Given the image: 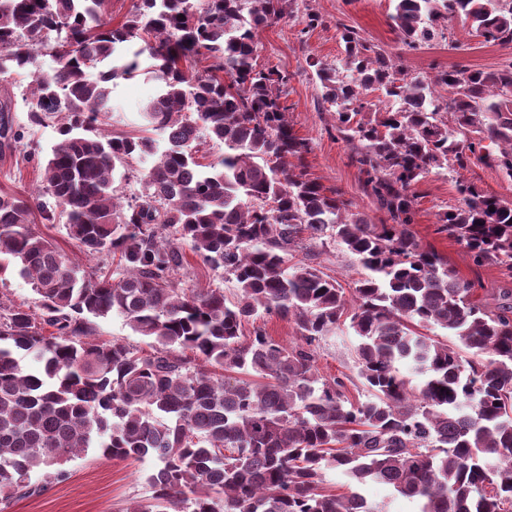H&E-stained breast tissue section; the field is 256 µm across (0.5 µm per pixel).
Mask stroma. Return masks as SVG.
<instances>
[{
	"label": "stroma",
	"mask_w": 512,
	"mask_h": 512,
	"mask_svg": "<svg viewBox=\"0 0 512 512\" xmlns=\"http://www.w3.org/2000/svg\"><path fill=\"white\" fill-rule=\"evenodd\" d=\"M305 8L320 14L325 23L308 36H301V13L284 17L260 29L258 62L287 74L288 116L296 134L307 140L308 171L324 187L340 188L354 210L365 213L375 224L386 215L364 191L365 176L352 161L350 145L336 137L335 120L322 99L320 83L310 60L337 64L343 56V45L336 30L337 21L354 26L369 43L399 61L408 75H434L436 71L456 64L494 69L512 61V48L485 44L470 36L465 26L453 22V38L459 49L439 43L417 51H404L390 15V0H304ZM54 57L38 55L26 71L0 75V99L11 98V114L16 125L25 131L24 139L12 151L0 152V190L23 196L34 195L40 186L38 158L48 151L56 139L54 128L30 125L23 96L34 75L52 72ZM158 90L156 79L140 72L136 77L115 80L112 85V110L106 119V130L136 133L140 130V109ZM465 181L505 201H512V177L473 161L466 169L451 172L432 170L418 185L417 215L412 232L424 245L433 247L447 260L462 279L474 282L475 296L494 304L512 295V276L501 267H475L464 249L437 233L439 213L457 206L460 196L456 181ZM188 266L182 285L186 288H220L226 299H235L237 288L223 271L211 269L199 257L187 255ZM357 338L348 327L324 336L317 349L316 366L320 374L333 378L352 374ZM68 480H47L35 473L33 482L43 485L41 494L13 500L6 512H126L135 502L148 503L152 491L146 480L156 467L153 459L141 461L106 460L97 449L90 448L67 464Z\"/></svg>",
	"instance_id": "stroma-1"
}]
</instances>
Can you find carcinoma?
Returning <instances> with one entry per match:
<instances>
[{"instance_id": "cac0c4a2", "label": "carcinoma", "mask_w": 512, "mask_h": 512, "mask_svg": "<svg viewBox=\"0 0 512 512\" xmlns=\"http://www.w3.org/2000/svg\"><path fill=\"white\" fill-rule=\"evenodd\" d=\"M107 2L0 0V75L38 53L57 60L27 92L29 122L57 134L40 161L39 196L54 205L0 192V274L14 265L40 297L38 315L0 299V512L41 493L37 472L65 481L64 464L87 448L158 461L151 502L126 512H384L354 489L369 481L418 512H512V303L476 301L474 283L410 229L432 169H465L477 155L512 176V63L410 77L337 23L340 65L308 66L388 216L373 224L309 177L288 76L257 64L259 29L294 0H135L116 27ZM392 2L410 50L445 38L454 19L512 47V0ZM144 55L159 81L140 111L149 135L108 134L110 83L134 76ZM376 90L388 106L369 99ZM201 128L224 145L216 162L199 160ZM21 138L5 100L0 149ZM131 178L141 193L128 198L116 181ZM456 190L437 231L476 266L512 269V202L462 181ZM36 212L44 224L64 214L87 256H119L118 276L72 262L35 231ZM331 243L363 270L349 296L316 262ZM187 248L236 282L235 300L179 287ZM114 314L153 339L154 354L93 339L96 320ZM264 314L292 321L296 341L262 327L243 335ZM346 321L355 375L328 380L316 347ZM358 383L364 400L351 397ZM328 469L347 491L325 486Z\"/></svg>"}]
</instances>
